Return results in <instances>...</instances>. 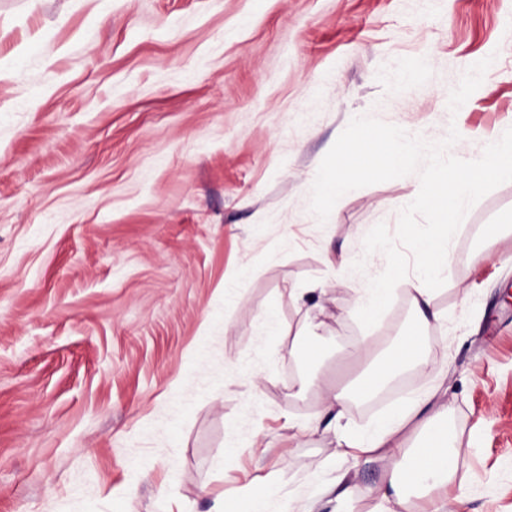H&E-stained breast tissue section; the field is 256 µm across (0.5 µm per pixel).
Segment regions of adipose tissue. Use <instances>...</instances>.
Returning <instances> with one entry per match:
<instances>
[{
  "instance_id": "obj_1",
  "label": "adipose tissue",
  "mask_w": 512,
  "mask_h": 512,
  "mask_svg": "<svg viewBox=\"0 0 512 512\" xmlns=\"http://www.w3.org/2000/svg\"><path fill=\"white\" fill-rule=\"evenodd\" d=\"M423 349L417 336L408 337L403 349L386 358L375 354L368 342L354 344L353 355L370 362L369 373L359 384L357 395L371 393L392 374L418 359ZM447 416V407L441 406L422 418L421 425L428 432V444L421 448L407 446L405 429L408 419L403 415L385 418L370 436L346 440V447L390 459L388 485L380 494L384 502L400 506L407 502L410 491L437 492L453 481L457 457L455 436L447 425Z\"/></svg>"
}]
</instances>
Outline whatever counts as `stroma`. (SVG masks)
Listing matches in <instances>:
<instances>
[{
  "instance_id": "1",
  "label": "stroma",
  "mask_w": 512,
  "mask_h": 512,
  "mask_svg": "<svg viewBox=\"0 0 512 512\" xmlns=\"http://www.w3.org/2000/svg\"><path fill=\"white\" fill-rule=\"evenodd\" d=\"M493 57L460 107L449 94ZM368 114L463 159L512 127V0H0V512H377L387 460L336 453L432 394L463 512H512V182L448 246L442 314L357 318L411 174L310 210ZM503 225L494 245L484 228ZM365 259L364 272L353 271ZM428 339L397 400L305 423L366 340ZM280 470L269 472L264 480L245 491L247 511L266 512L271 497L277 490Z\"/></svg>"
}]
</instances>
